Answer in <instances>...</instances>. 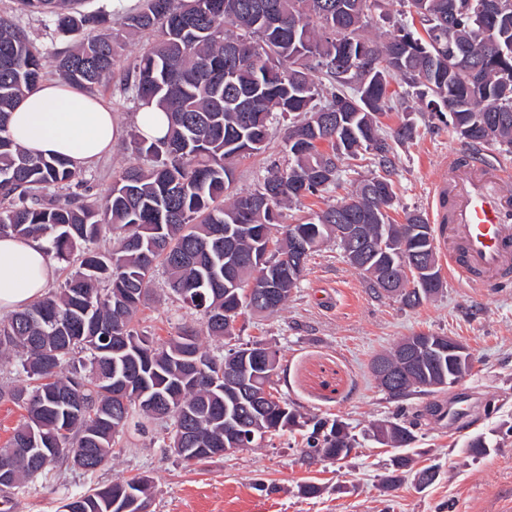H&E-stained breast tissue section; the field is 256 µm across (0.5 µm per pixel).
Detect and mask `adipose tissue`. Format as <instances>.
Here are the masks:
<instances>
[{
    "label": "adipose tissue",
    "instance_id": "obj_1",
    "mask_svg": "<svg viewBox=\"0 0 512 512\" xmlns=\"http://www.w3.org/2000/svg\"><path fill=\"white\" fill-rule=\"evenodd\" d=\"M8 131L21 148L68 157L77 169L111 152L121 135L103 103L61 80L43 82L23 96L10 115ZM54 274L42 240L0 237V314L41 298Z\"/></svg>",
    "mask_w": 512,
    "mask_h": 512
}]
</instances>
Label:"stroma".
I'll return each mask as SVG.
<instances>
[{"label":"stroma","instance_id":"1","mask_svg":"<svg viewBox=\"0 0 512 512\" xmlns=\"http://www.w3.org/2000/svg\"><path fill=\"white\" fill-rule=\"evenodd\" d=\"M17 22L40 47L46 78H55L56 56L72 47L73 37L45 27L38 15L21 14ZM407 120L416 128L413 139L392 145L396 198L388 214L395 224L403 223L406 212H427L443 161L471 149L449 117L424 111L413 97L381 116L384 136ZM292 122L288 115L279 118L265 152L236 163L235 191L256 189L271 165L287 164L284 136ZM138 161L124 142H117L111 153L86 167L88 195H104L114 172ZM378 170L369 155L345 161L338 187L284 207L273 236L349 197L362 177ZM165 279L157 274L154 292L139 314L140 330L160 341L201 323L199 314L183 308L166 288ZM420 333L461 341L474 358V370L460 388L389 399L372 378L370 361L402 337ZM256 340L279 351L283 371L276 387L283 397L307 416L341 421L357 435L359 446L347 460L314 461L304 452L303 432L283 430L230 455L188 464L163 448L165 425L156 421L146 433L129 431L128 447L97 472L64 469L12 492L10 512H59L68 495L135 475L149 476L153 483L152 512H502L512 504V436L498 432L501 425H512V279L487 290L448 278L442 292L410 308L379 293L331 240L310 257L283 309L243 314L232 336L203 345L219 354ZM460 389L470 394L472 410L448 431L426 408ZM393 417L417 420L410 453L417 466L438 467L432 485L422 488L408 480L392 491L381 489L384 465L394 450L371 440L369 429ZM478 434L487 435L493 448L475 461L466 443ZM308 481L323 486L320 497L299 494V485Z\"/></svg>","mask_w":512,"mask_h":512}]
</instances>
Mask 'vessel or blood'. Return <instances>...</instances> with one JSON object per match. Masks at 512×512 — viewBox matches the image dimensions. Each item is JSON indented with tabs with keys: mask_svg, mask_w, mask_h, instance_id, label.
<instances>
[{
	"mask_svg": "<svg viewBox=\"0 0 512 512\" xmlns=\"http://www.w3.org/2000/svg\"><path fill=\"white\" fill-rule=\"evenodd\" d=\"M512 170L489 163L480 151L450 156L432 187L430 221L448 258V275L473 288L501 283L512 273V197L501 183ZM467 394L439 403L437 420L467 417Z\"/></svg>",
	"mask_w": 512,
	"mask_h": 512,
	"instance_id": "obj_1",
	"label": "vessel or blood"
}]
</instances>
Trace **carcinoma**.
<instances>
[{"label": "carcinoma", "mask_w": 512, "mask_h": 512, "mask_svg": "<svg viewBox=\"0 0 512 512\" xmlns=\"http://www.w3.org/2000/svg\"><path fill=\"white\" fill-rule=\"evenodd\" d=\"M20 9L38 14L61 33L79 34L108 22L89 12L90 0H15ZM423 21L425 36L403 28L379 43L365 33L361 18L368 0H141L123 16L130 31L158 33L120 79L134 102H156L165 112L164 138L148 141L131 133V150L149 160L146 168L117 171L108 192L93 200L73 191L88 183L82 171L64 156L30 154L7 135L10 113L21 97L43 80V56L36 44L10 17L0 14V235L36 236L68 272L63 283L42 298L0 319V356L20 357L22 370L34 381L29 387H0V400L27 412L0 458L10 448H43L45 455L15 456L0 472V491L25 487L57 467L95 472L123 448L130 426L146 431L149 420H168L170 434L193 424L188 447L175 455L186 463L210 459L206 448L231 441L220 418L228 410L248 420L255 435L270 426L279 429L307 425L304 416L280 396L252 417L239 411L235 392L224 384V369L233 368L239 347L214 355L200 337L222 339L234 326L224 313L245 303L244 288L257 280L263 258L267 277L277 279L279 305H284L299 279L284 276L288 252L303 240L310 257L328 239L330 224H367L369 233L386 240L397 236L389 220L371 224L369 216L385 200L394 199L385 177L359 183L350 199L328 207L302 222L269 251L267 220L249 206L258 196L275 211L325 191L336 182L340 165L362 151L389 162L391 145L379 132L378 116L392 99L390 79L399 76L415 91L429 112L449 114L453 129L471 143L484 142L477 115L512 116V0H498L501 10H488V0H404ZM281 16L282 25L267 26V13ZM454 28L448 29V20ZM486 35L485 54L470 50L477 36ZM235 46L243 49L231 55ZM386 62L381 73L358 76L354 87L339 67L357 55ZM123 51L120 34L80 38L79 47L57 57L61 79L92 90L115 75ZM342 106L345 135L321 126L316 115ZM304 116L288 127L285 140L306 136L308 149L286 148L292 162L273 166L250 192L230 191L237 160L266 149L274 113ZM328 143L322 151L318 144ZM409 246L436 252L434 228L419 213ZM113 236L112 247L99 242ZM389 258L366 255L355 265L371 282L385 272ZM169 275V288L187 309L202 314L201 330H183L159 346L138 329L140 307L149 300L158 267ZM421 345L415 380L405 382L397 396L427 395L430 384L448 375V342L431 335L403 338L387 351L397 354L411 340ZM201 362L190 374L185 355ZM399 429L374 426L393 448L415 441L414 422ZM322 420L313 423L306 454L339 455L345 459L357 447L346 426L331 424L320 434ZM491 442L481 434L467 443L468 454L483 458ZM412 471V459L398 454L390 460L382 485L397 487ZM132 493L139 504L152 505L148 477L135 476L96 485L65 498L69 512H113L112 496Z\"/></svg>", "instance_id": "obj_1"}]
</instances>
